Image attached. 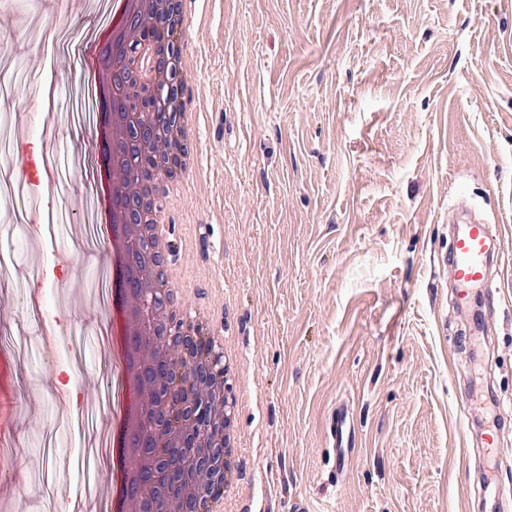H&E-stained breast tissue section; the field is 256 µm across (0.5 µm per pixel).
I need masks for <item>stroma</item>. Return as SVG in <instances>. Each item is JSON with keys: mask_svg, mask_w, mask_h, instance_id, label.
Here are the masks:
<instances>
[{"mask_svg": "<svg viewBox=\"0 0 512 512\" xmlns=\"http://www.w3.org/2000/svg\"><path fill=\"white\" fill-rule=\"evenodd\" d=\"M183 81L199 169L175 217V260L240 355L249 401L235 512H488L482 432L500 437L512 512V0H191ZM93 0H0V150L54 155V191L0 185V392L6 512H105L110 345L80 321L103 309L93 170L99 111L78 47ZM501 238L492 285L458 307L442 263L451 206ZM54 324L56 370L40 326ZM87 376L80 406L51 398ZM347 409L355 449L329 463L326 421Z\"/></svg>", "mask_w": 512, "mask_h": 512, "instance_id": "stroma-1", "label": "stroma"}]
</instances>
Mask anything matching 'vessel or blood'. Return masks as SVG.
Masks as SVG:
<instances>
[{
    "mask_svg": "<svg viewBox=\"0 0 512 512\" xmlns=\"http://www.w3.org/2000/svg\"><path fill=\"white\" fill-rule=\"evenodd\" d=\"M497 249L487 225L474 222L460 225L450 243L454 286L459 300H467L473 290L488 283V265ZM332 447L333 469H343L354 442L352 428L344 410H337L327 420Z\"/></svg>",
    "mask_w": 512,
    "mask_h": 512,
    "instance_id": "vessel-or-blood-1",
    "label": "vessel or blood"
}]
</instances>
